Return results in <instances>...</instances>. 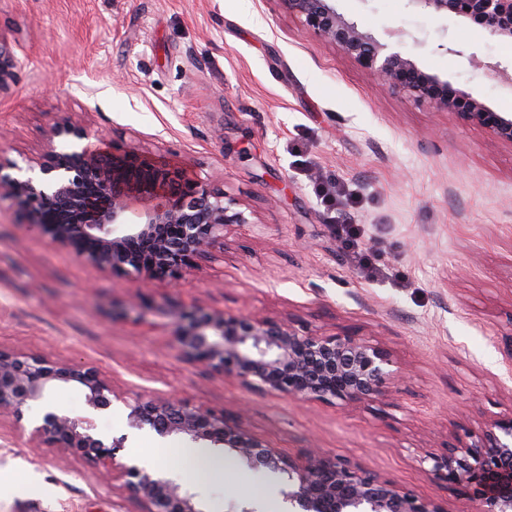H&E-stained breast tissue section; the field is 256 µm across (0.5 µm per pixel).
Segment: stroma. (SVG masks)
<instances>
[{
	"mask_svg": "<svg viewBox=\"0 0 512 512\" xmlns=\"http://www.w3.org/2000/svg\"><path fill=\"white\" fill-rule=\"evenodd\" d=\"M336 7L512 113V40L407 0ZM0 45L19 61L0 91V159L25 165L78 119L114 150L187 166L248 218L225 227L211 259L145 282L101 272L0 203V349L93 367L115 393L96 411L82 387L61 384L49 397L58 411L119 436L136 398L175 397L284 454L322 450L468 512L431 458L512 411L501 366L512 349V145L378 84L281 0H0ZM345 220L393 275L360 273L336 237ZM192 305L355 336L385 348L397 375L353 408L250 390L180 353L159 311ZM40 423L36 405L0 416V512H140L122 480L39 443ZM129 436L123 458L142 449L205 512L243 499L281 512L270 481L234 455L195 479L191 463H163L188 439Z\"/></svg>",
	"mask_w": 512,
	"mask_h": 512,
	"instance_id": "35a3bbf8",
	"label": "stroma"
}]
</instances>
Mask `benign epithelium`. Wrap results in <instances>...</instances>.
Returning a JSON list of instances; mask_svg holds the SVG:
<instances>
[{"label":"benign epithelium","instance_id":"1","mask_svg":"<svg viewBox=\"0 0 512 512\" xmlns=\"http://www.w3.org/2000/svg\"><path fill=\"white\" fill-rule=\"evenodd\" d=\"M336 0H283L304 30L338 48L383 86L429 103L484 128L512 145V113L494 112L480 98L455 90L409 56L377 41L340 13ZM444 16L477 18L491 37L512 39V0H408ZM16 59L0 47V90L15 76ZM54 135L62 145L28 160V176L8 173L0 161V201L8 199L50 240L103 272L145 279L176 278L212 257L229 224H246L238 203L224 191L135 151L80 146L88 137L80 121L66 120ZM150 202L133 222L131 202ZM174 338L188 358L233 374L247 388L302 402L339 401L354 407L380 393L392 376L389 354L350 335L302 333L291 323L261 316H233L202 309L183 312ZM75 382L95 410L110 407L111 387L97 370L36 354L0 350V414L44 404L38 432L56 448L96 463L102 477L123 479L142 512H205L197 494L164 473L118 458L129 435L101 436L91 419L72 418L47 405L52 387ZM128 426L160 438L185 435L228 449L248 468L274 478L285 512H448L437 500L324 452L300 461L230 424L224 414L178 399H144L128 414ZM432 472L467 488L476 512H512V411L486 418L472 442L450 445L431 457Z\"/></svg>","mask_w":512,"mask_h":512}]
</instances>
